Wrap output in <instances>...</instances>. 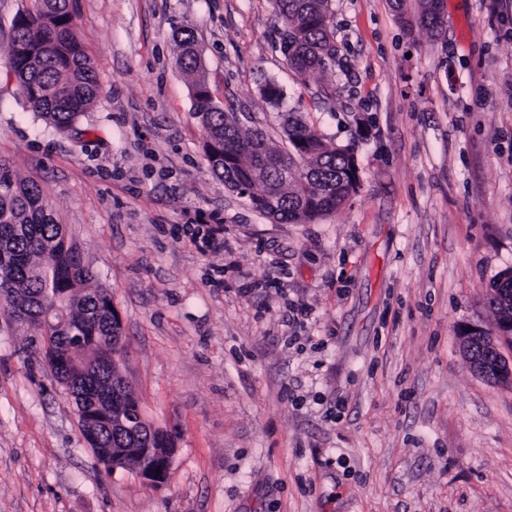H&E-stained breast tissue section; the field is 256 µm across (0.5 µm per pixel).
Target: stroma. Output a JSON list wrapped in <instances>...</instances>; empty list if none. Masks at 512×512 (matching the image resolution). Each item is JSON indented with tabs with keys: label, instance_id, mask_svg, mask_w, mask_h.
Returning <instances> with one entry per match:
<instances>
[{
	"label": "stroma",
	"instance_id": "obj_1",
	"mask_svg": "<svg viewBox=\"0 0 512 512\" xmlns=\"http://www.w3.org/2000/svg\"><path fill=\"white\" fill-rule=\"evenodd\" d=\"M28 3L0 0V161L110 293L122 372L176 452L159 488L106 471L41 327L0 313V512H512V381L458 336L494 330L512 268V0H443L438 36L392 0H331L336 60L304 81L270 0H73L99 96L69 132L6 66ZM182 28L242 133L284 146L291 112L353 149L344 208L277 223L211 172ZM176 63L187 75L193 78V85H198L203 77L201 72V53L191 31L180 32Z\"/></svg>",
	"mask_w": 512,
	"mask_h": 512
}]
</instances>
